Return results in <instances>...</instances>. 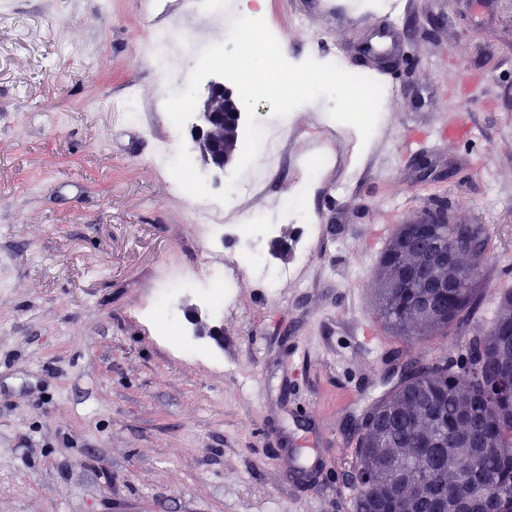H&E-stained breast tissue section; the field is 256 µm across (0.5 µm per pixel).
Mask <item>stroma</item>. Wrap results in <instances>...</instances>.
<instances>
[{
    "mask_svg": "<svg viewBox=\"0 0 512 512\" xmlns=\"http://www.w3.org/2000/svg\"><path fill=\"white\" fill-rule=\"evenodd\" d=\"M337 3L322 17L270 0L265 19L289 62L337 52L350 73L395 29L400 95L366 141L325 125L327 98L297 107L265 192L208 236L153 165L155 139L193 144L152 110L189 58L139 48L150 19L179 21V0H0V512H352L347 424L389 391L387 352L430 360L457 343L392 336L375 314L379 253L432 199L488 229L490 294L469 333L486 331L512 270V0H413L398 19ZM131 88L139 123L113 107ZM455 113L468 132L447 142ZM314 137L342 161L304 198L309 262L273 284L241 271L219 305L183 293L161 335L164 279L223 268L250 212L291 198ZM423 157L455 177L420 180ZM192 308L221 340L197 335Z\"/></svg>",
    "mask_w": 512,
    "mask_h": 512,
    "instance_id": "obj_1",
    "label": "stroma"
}]
</instances>
